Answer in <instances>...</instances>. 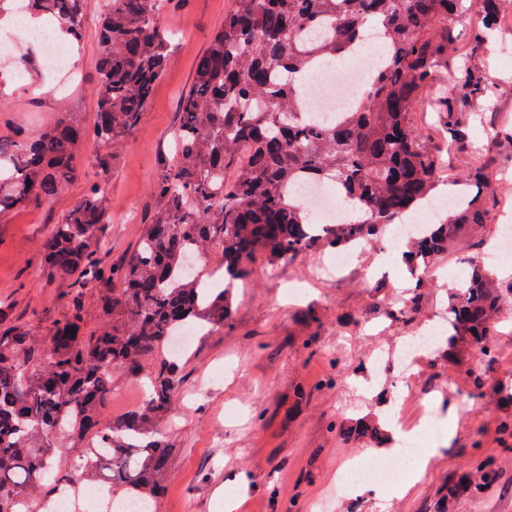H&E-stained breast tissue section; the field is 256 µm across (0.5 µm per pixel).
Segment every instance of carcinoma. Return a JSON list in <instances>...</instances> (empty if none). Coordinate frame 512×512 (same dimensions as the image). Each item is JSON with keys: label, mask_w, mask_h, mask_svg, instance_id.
<instances>
[{"label": "carcinoma", "mask_w": 512, "mask_h": 512, "mask_svg": "<svg viewBox=\"0 0 512 512\" xmlns=\"http://www.w3.org/2000/svg\"><path fill=\"white\" fill-rule=\"evenodd\" d=\"M33 19L66 24L70 49L82 46L91 0H24ZM234 0L224 24L207 37L190 90L170 134L173 159L153 183L157 206L141 226L129 258L106 250L114 151L139 128L171 42L159 33L163 0H108L97 36L94 134L108 151L96 155L83 194L39 249V265L62 287L65 311L43 347L16 304L0 302V512L21 497L27 512L69 475L50 469L67 439L86 480L102 482L114 501L153 510L166 491L176 454L169 433L172 405L193 354L173 341L187 327L200 340L231 325L235 286L251 260H295L381 237L385 226L439 195L442 159L417 131L415 106L426 100L442 141L472 156L467 128L485 104L512 96L481 64L489 34L512 22L508 0ZM378 24L384 52L358 102L330 123L309 124L298 82L319 63L353 49L367 23ZM465 44L468 62L457 60ZM451 74L454 93L438 81ZM84 130L59 118L41 131L0 135V218L65 195L75 177ZM487 164L470 167L462 204L430 230L409 238L401 261L414 281L411 297L391 316L406 324L425 302L421 271L449 249L478 237L492 221ZM335 187L351 201L353 224L313 222L294 198L305 182ZM222 245L216 266L234 287L187 270L190 259ZM97 290L100 324L87 328L84 298ZM512 311V297L495 275L471 266L467 286L448 290L446 362L496 358L489 336ZM117 373L144 387L142 403L104 424L101 408ZM501 429L512 436V392L495 393ZM349 440L382 445L387 430L371 417L336 424ZM503 471L488 459L444 479L437 499L448 512L465 495H480Z\"/></svg>", "instance_id": "1"}]
</instances>
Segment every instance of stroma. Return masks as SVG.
<instances>
[{"label": "stroma", "instance_id": "1", "mask_svg": "<svg viewBox=\"0 0 512 512\" xmlns=\"http://www.w3.org/2000/svg\"><path fill=\"white\" fill-rule=\"evenodd\" d=\"M94 2L73 59L72 81L62 91L43 80L5 89L0 93V134H8L14 125L34 133L65 115L87 130V159L103 152L91 130L95 64L101 52L98 9L106 0ZM231 6L232 0H176L159 17L158 29L171 40L173 52L141 126L123 146L112 171V261L128 256L154 206L150 188L172 154L168 135L179 99L208 35L220 27ZM472 136L491 152L488 174L499 193L493 215L512 213V198L500 196L512 186V147L495 144L485 125H475ZM90 174L86 160L65 196L0 218V300H17L32 334L42 339L64 307L57 286L41 276L37 252ZM496 229V224L487 225L482 245L461 243L427 269L432 288L417 322L441 313L453 283L449 271L459 262L499 266L493 249ZM251 266L254 279L240 292L231 326L202 341L187 365L188 378L173 408L178 452L157 512H225V503L235 498L241 501L237 512H425L442 477L469 456L512 458V439H503L497 429L494 402L481 400L468 415L459 410L460 401L470 395L472 373L512 390L510 320L493 332L498 354L494 364L475 359L446 370L422 361V382L434 388L437 412L447 419L448 433L433 439L438 454L420 482L402 496L390 488L337 496L336 481L348 462L375 446L367 441L352 445L329 431L330 422L394 414L408 429L421 420L404 404L395 359L408 332L390 317L395 308L390 294L401 272L395 260L373 252L337 275L326 271L319 253L275 266L259 256ZM381 354L389 358L384 370L364 368L322 387V380L333 373L330 359L356 366ZM300 388L305 397H297Z\"/></svg>", "mask_w": 512, "mask_h": 512}]
</instances>
